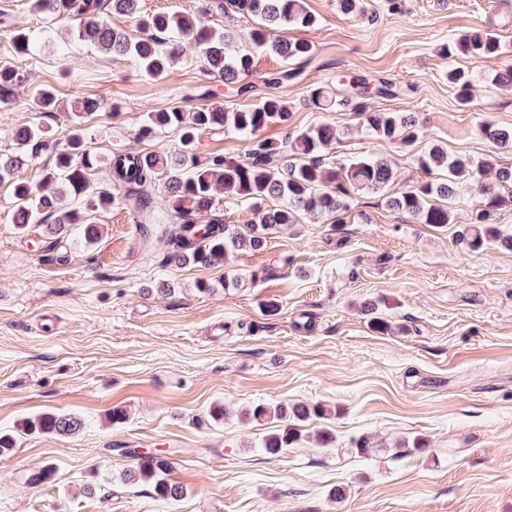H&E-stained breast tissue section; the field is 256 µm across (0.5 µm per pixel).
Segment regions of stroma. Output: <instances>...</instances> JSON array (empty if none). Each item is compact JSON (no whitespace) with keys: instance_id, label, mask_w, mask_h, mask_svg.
<instances>
[{"instance_id":"1","label":"stroma","mask_w":512,"mask_h":512,"mask_svg":"<svg viewBox=\"0 0 512 512\" xmlns=\"http://www.w3.org/2000/svg\"><path fill=\"white\" fill-rule=\"evenodd\" d=\"M306 4L317 26L287 36L311 42L313 55L299 80L275 90L288 124L260 138L281 141L324 123L336 130V157L387 158L397 181L383 193H351L344 223L305 216L262 250L230 254L214 269L165 264V241L144 235L141 213L125 203L98 213L92 244L76 231L17 230L11 192L0 186V434L16 438L0 456V512H512V250L455 243L488 184L463 179L444 228L386 204L425 180L416 158L434 143L476 164L512 166V149L481 132L488 122L512 127V86L496 81L512 66V0H402L396 10L391 0H367L361 13L341 11L339 0ZM139 7L229 28L244 43L255 26L212 0ZM74 25L33 13L30 0H0V60L29 77L0 93V155L15 152L22 126L60 133L64 110L80 97L98 102L88 124L103 157L173 149L169 133L138 139L147 113L244 105L191 51L160 82L91 46L63 53L50 35ZM491 25L505 50L464 60L479 78L472 104L461 106L441 49ZM20 28L49 39L17 53L11 32ZM353 76L394 84L395 96L364 102L373 112L414 113L419 139L388 142L362 130L342 103ZM42 86L54 89L60 111L34 110ZM320 86L340 105L318 108L310 91ZM233 276L242 285L225 287ZM200 281L210 291H199ZM366 300L389 331L372 328L360 311ZM270 301L276 314L265 311ZM293 402H320L329 414L306 423L282 456L265 454L258 443L275 423L248 411ZM220 404L228 414L217 421L210 410ZM116 408L123 422H113ZM45 413L75 415L83 426L69 436L24 431ZM359 438L374 453L358 456ZM416 438L425 452L393 457L392 447ZM137 451L171 462L180 500L122 482ZM45 465L52 477L29 484ZM337 487L345 490L338 501Z\"/></svg>"}]
</instances>
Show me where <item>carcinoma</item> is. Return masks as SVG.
<instances>
[{
  "label": "carcinoma",
  "instance_id": "cac0c4a2",
  "mask_svg": "<svg viewBox=\"0 0 512 512\" xmlns=\"http://www.w3.org/2000/svg\"><path fill=\"white\" fill-rule=\"evenodd\" d=\"M138 5L139 0H30L36 14L78 17L74 28L61 33L62 45L91 42L106 53L132 60L143 75L155 80L182 61L186 42L194 45L211 74L240 93L246 90L242 81L252 74L256 54L269 53L291 61L313 54L308 41L281 36L290 27L312 28L317 24L318 19L308 10L305 0H224L220 8L257 19L249 45L231 54L227 51L232 40L229 32L201 26L195 18L178 12L151 15L141 24L138 37L117 30L103 16L105 12L134 15ZM12 42L17 51L27 54L35 49L37 36L30 31H17ZM500 51L501 43L493 29L468 32L443 48V54L450 59L490 58ZM27 81L24 72L7 63L0 64V90ZM448 83L461 104L472 102V73L453 67L448 70ZM34 104L44 112L57 111L56 95L48 87L36 90ZM342 104L352 105L361 116L362 126L379 139L411 143L419 137L416 119L410 112H368L349 97ZM95 108L92 100L81 102L71 112L61 139L52 137L38 123L21 128L15 135L16 151L0 156V185L11 187L12 223L18 229L42 224L50 233L61 235L70 226L81 224L84 239L93 243L99 237L97 212L119 202L141 209L142 188L158 184L165 188L166 204L147 211L145 219L165 225L161 235L167 237L170 246L166 263L221 267L228 254L260 249L268 235L298 223L303 213L344 223L349 211L345 199L349 189L376 193L394 180V170L383 158L345 160L331 155L336 132L325 124L293 131L279 146L251 140L247 153L238 158L222 153L201 157L198 131L202 129L224 127L251 138L268 125L288 123V107L275 94L264 97L254 107L232 111L215 105L191 113L178 106L150 112L138 137L144 140L159 131H170L177 146L167 152L115 151L106 160L89 148V131L83 125V119ZM483 134L502 148L512 147V128L487 125ZM43 154L53 157L54 163L42 171L36 183L17 178L21 168ZM417 161L430 179L389 197L388 205L419 224L445 227L453 223L452 212L443 201L455 195L458 180L475 172L503 189L512 187V166L486 162L475 167L438 144L430 145ZM101 167L109 171L110 185L98 188L95 196L89 197L86 192L91 187V177ZM219 193L246 201L268 200L274 205L262 211L257 220L232 226L214 214ZM500 200L501 196L494 194L472 211L470 225L458 231L456 243L472 251L486 244L512 248V236H504L497 227ZM325 414L320 403H295L259 404L249 416L258 422L268 418L281 422L279 429L263 436L259 444L265 453L278 455L300 439L299 427ZM80 428L81 421L71 414H48L29 423L26 430L71 435ZM169 471L167 459L143 454L136 456L123 477L128 483L148 482L157 496L176 500L183 496V487L170 482Z\"/></svg>",
  "mask_w": 512,
  "mask_h": 512
}]
</instances>
